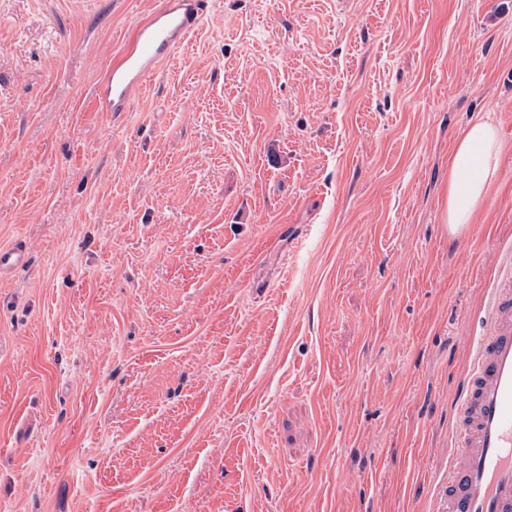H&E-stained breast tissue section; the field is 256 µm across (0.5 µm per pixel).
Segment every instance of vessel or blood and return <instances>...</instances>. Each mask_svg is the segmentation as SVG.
Returning a JSON list of instances; mask_svg holds the SVG:
<instances>
[{"label": "vessel or blood", "mask_w": 512, "mask_h": 512, "mask_svg": "<svg viewBox=\"0 0 512 512\" xmlns=\"http://www.w3.org/2000/svg\"><path fill=\"white\" fill-rule=\"evenodd\" d=\"M207 0H163L139 22L131 41L96 90L101 111H127L149 77L200 27ZM28 262L24 245L0 248V280ZM466 345L473 357L457 385L454 440L448 457L446 512H512V245Z\"/></svg>", "instance_id": "vessel-or-blood-1"}]
</instances>
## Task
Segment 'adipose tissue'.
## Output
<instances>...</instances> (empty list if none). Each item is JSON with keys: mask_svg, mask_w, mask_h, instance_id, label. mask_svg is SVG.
Here are the masks:
<instances>
[{"mask_svg": "<svg viewBox=\"0 0 512 512\" xmlns=\"http://www.w3.org/2000/svg\"><path fill=\"white\" fill-rule=\"evenodd\" d=\"M503 143L492 119L478 120L458 136L448 159V210L452 228L474 223L496 178Z\"/></svg>", "mask_w": 512, "mask_h": 512, "instance_id": "obj_1", "label": "adipose tissue"}]
</instances>
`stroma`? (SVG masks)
<instances>
[{
    "mask_svg": "<svg viewBox=\"0 0 512 512\" xmlns=\"http://www.w3.org/2000/svg\"><path fill=\"white\" fill-rule=\"evenodd\" d=\"M160 5L0 0V246L30 256L0 281V512H441L512 242V0H209L98 111ZM485 117L496 181L452 244ZM207 0H164L139 22L131 42L112 63L95 98L102 112H125L149 77L200 27ZM503 143L491 118L463 129L448 159V210L453 229L475 224L487 191L496 178Z\"/></svg>",
    "mask_w": 512,
    "mask_h": 512,
    "instance_id": "1",
    "label": "stroma"
}]
</instances>
